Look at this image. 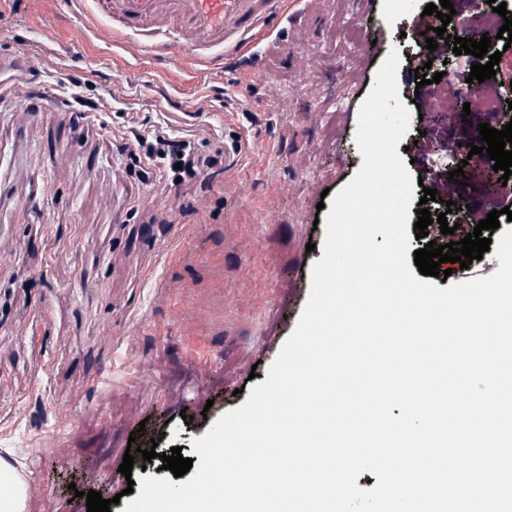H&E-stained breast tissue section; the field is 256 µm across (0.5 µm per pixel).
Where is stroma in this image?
<instances>
[{
    "instance_id": "stroma-1",
    "label": "stroma",
    "mask_w": 512,
    "mask_h": 512,
    "mask_svg": "<svg viewBox=\"0 0 512 512\" xmlns=\"http://www.w3.org/2000/svg\"><path fill=\"white\" fill-rule=\"evenodd\" d=\"M45 11L57 20L47 35ZM355 12L350 0H297L275 25L291 44L252 46L258 71L220 60L190 85L188 59L93 47L98 20L86 2L0 0V450L23 468L27 512H87L89 490L123 512L113 498L128 480L172 476L138 464L121 475L128 443L193 457V439L266 381L323 256L326 232L313 225L321 194L338 193L363 163L359 109L382 60H358L344 38ZM368 21L399 52L409 172L463 169L467 183L452 191L485 219L501 181L448 149L479 142V124L498 120L461 116L453 91L468 76L463 56L441 46L450 78L432 82L428 69L430 85L417 87L409 48L420 36L402 0H374ZM18 76L33 89L21 124L6 97ZM80 97L95 106L79 120ZM75 119L83 132L73 140ZM159 127L195 137L207 154L231 133L249 149L231 171L165 190L129 175L120 150L132 131ZM228 173L242 197L225 194Z\"/></svg>"
}]
</instances>
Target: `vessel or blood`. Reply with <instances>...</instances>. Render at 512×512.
<instances>
[{"instance_id":"vessel-or-blood-1","label":"vessel or blood","mask_w":512,"mask_h":512,"mask_svg":"<svg viewBox=\"0 0 512 512\" xmlns=\"http://www.w3.org/2000/svg\"><path fill=\"white\" fill-rule=\"evenodd\" d=\"M107 19L96 39L111 45L124 37V51L178 57L207 64L213 52L247 53L268 38L274 20L286 17L292 0H93Z\"/></svg>"}]
</instances>
